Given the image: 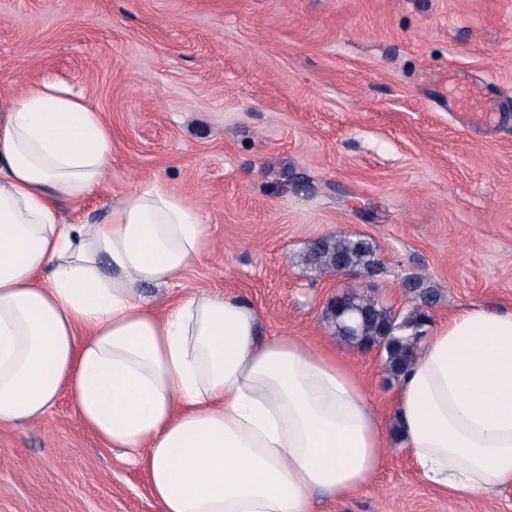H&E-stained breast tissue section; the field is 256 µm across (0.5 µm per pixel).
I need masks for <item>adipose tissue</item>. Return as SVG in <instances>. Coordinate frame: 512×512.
<instances>
[{
    "instance_id": "obj_1",
    "label": "adipose tissue",
    "mask_w": 512,
    "mask_h": 512,
    "mask_svg": "<svg viewBox=\"0 0 512 512\" xmlns=\"http://www.w3.org/2000/svg\"><path fill=\"white\" fill-rule=\"evenodd\" d=\"M112 129L55 81L0 94V423L68 391L88 431L146 468L160 512H312L370 486L387 421L343 352L275 336L240 297L182 287L206 252L199 206L157 183L103 219ZM419 476L454 495L512 487V311L435 327L393 398Z\"/></svg>"
}]
</instances>
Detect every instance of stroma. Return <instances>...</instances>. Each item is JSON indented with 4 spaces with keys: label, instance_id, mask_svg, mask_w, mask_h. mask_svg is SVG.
<instances>
[{
    "label": "stroma",
    "instance_id": "35a3bbf8",
    "mask_svg": "<svg viewBox=\"0 0 512 512\" xmlns=\"http://www.w3.org/2000/svg\"><path fill=\"white\" fill-rule=\"evenodd\" d=\"M498 106L460 125L446 76ZM52 77L112 128L82 212L156 181L208 217L188 287L252 303L271 333L344 348L375 407L384 357L323 318L350 292L395 310L403 278L441 288L434 323L512 310V0H0V93ZM373 240L383 270L317 276L314 238ZM313 512H512V488L454 496L390 448L376 481ZM0 512H160L146 472L81 424L67 394L0 424Z\"/></svg>",
    "mask_w": 512,
    "mask_h": 512
}]
</instances>
